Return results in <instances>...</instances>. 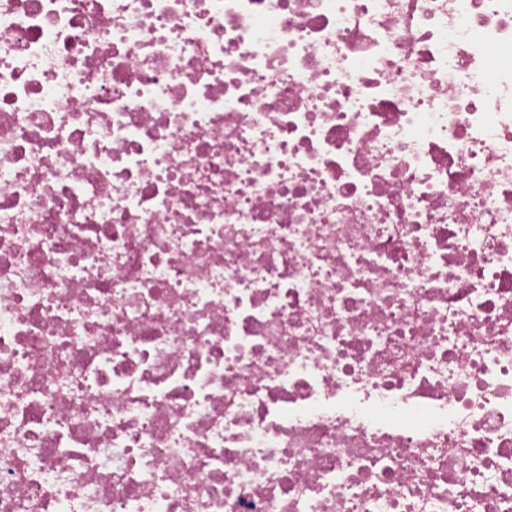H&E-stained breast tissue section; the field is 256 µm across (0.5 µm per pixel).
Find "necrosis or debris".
Here are the masks:
<instances>
[{"label":"necrosis or debris","mask_w":512,"mask_h":512,"mask_svg":"<svg viewBox=\"0 0 512 512\" xmlns=\"http://www.w3.org/2000/svg\"><path fill=\"white\" fill-rule=\"evenodd\" d=\"M0 512H512V0H0Z\"/></svg>","instance_id":"1"}]
</instances>
